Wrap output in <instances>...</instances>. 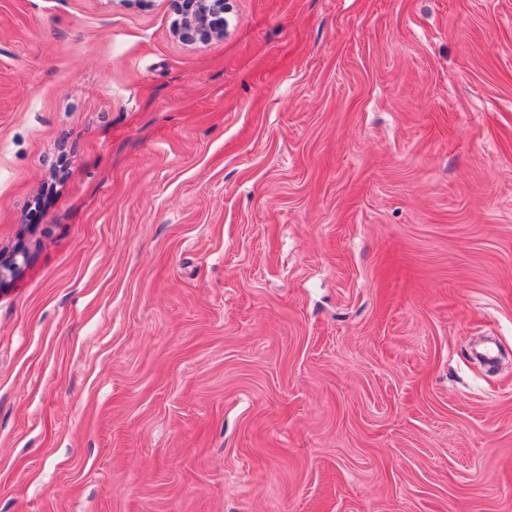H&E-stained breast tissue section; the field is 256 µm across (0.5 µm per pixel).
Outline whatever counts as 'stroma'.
I'll list each match as a JSON object with an SVG mask.
<instances>
[{
    "mask_svg": "<svg viewBox=\"0 0 512 512\" xmlns=\"http://www.w3.org/2000/svg\"><path fill=\"white\" fill-rule=\"evenodd\" d=\"M0 0V512H512V0ZM230 0H184L179 18L175 23L178 37L188 43L207 42L213 37L223 36L227 28L224 17V29L214 21L218 16L230 13Z\"/></svg>",
    "mask_w": 512,
    "mask_h": 512,
    "instance_id": "1",
    "label": "stroma"
}]
</instances>
